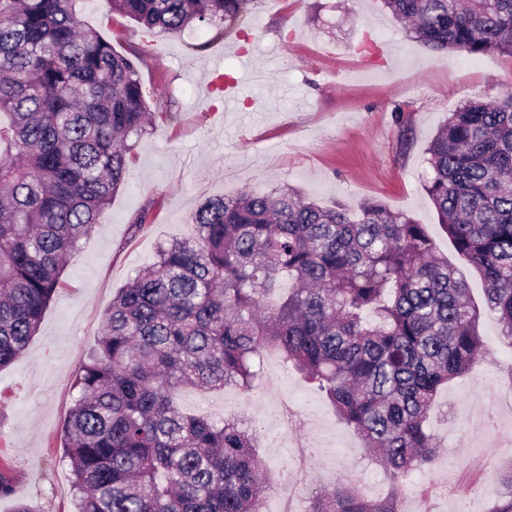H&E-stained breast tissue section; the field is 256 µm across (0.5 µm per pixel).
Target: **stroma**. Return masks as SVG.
<instances>
[{
    "label": "stroma",
    "instance_id": "stroma-1",
    "mask_svg": "<svg viewBox=\"0 0 512 512\" xmlns=\"http://www.w3.org/2000/svg\"><path fill=\"white\" fill-rule=\"evenodd\" d=\"M77 12L116 52L138 54L157 117L131 152L125 187L80 240L26 353L0 370V472L35 512H75L60 438L78 397L75 373L113 295L152 262L159 242L193 233L191 216L206 199L290 186L324 206L355 212L373 201L407 213L428 226L482 309L484 282L456 254L423 188L425 149L449 112L512 89L511 56L433 50L381 0H251L247 37L220 39L206 23L150 34L102 0H79ZM366 41L373 55L364 61ZM220 74L229 78L221 92ZM144 209L146 225L132 232ZM479 328L487 353L440 394L430 424L441 455L404 479L399 512H496L512 499V350L483 309ZM263 376L248 395L228 388L179 397L190 412L250 417L265 435L269 483L304 461L297 490L268 492L261 512H309L315 492L342 481L373 500L387 495L384 468L318 391L272 353Z\"/></svg>",
    "mask_w": 512,
    "mask_h": 512
}]
</instances>
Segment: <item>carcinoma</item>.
<instances>
[{
    "label": "carcinoma",
    "instance_id": "cac0c4a2",
    "mask_svg": "<svg viewBox=\"0 0 512 512\" xmlns=\"http://www.w3.org/2000/svg\"><path fill=\"white\" fill-rule=\"evenodd\" d=\"M77 2L0 0V369L36 335L152 123L136 61L82 27ZM250 2L104 0L148 32L208 21L220 36L241 31ZM383 2L434 50L512 57V0ZM426 154L439 225L512 347V90L448 113ZM192 224L118 289L75 373L62 447L78 512H260L257 427L189 414L176 395L249 394L269 349L393 479L382 500L342 483L310 512H398L402 479L440 455L427 426L438 395L485 351L466 280L426 225L374 202L353 213L246 189L206 200ZM1 496L33 512L2 472Z\"/></svg>",
    "mask_w": 512,
    "mask_h": 512
}]
</instances>
